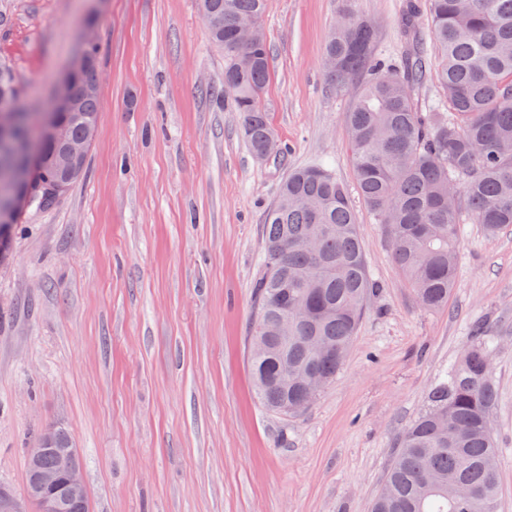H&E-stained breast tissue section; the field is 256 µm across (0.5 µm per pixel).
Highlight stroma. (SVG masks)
Instances as JSON below:
<instances>
[{
	"label": "stroma",
	"mask_w": 512,
	"mask_h": 512,
	"mask_svg": "<svg viewBox=\"0 0 512 512\" xmlns=\"http://www.w3.org/2000/svg\"><path fill=\"white\" fill-rule=\"evenodd\" d=\"M20 103L50 98L94 25L98 136L81 178L28 207L0 251V485L23 493L40 430L62 422L89 512H371L408 425L481 323L497 403L498 512H512V226H461L446 306L394 266L360 195L322 49L340 0H268L261 105L287 152L251 154L200 0H5ZM378 52L407 49L405 0H356ZM321 163L349 189L370 295L336 380L304 415L257 403L248 372L265 213L288 171Z\"/></svg>",
	"instance_id": "35a3bbf8"
}]
</instances>
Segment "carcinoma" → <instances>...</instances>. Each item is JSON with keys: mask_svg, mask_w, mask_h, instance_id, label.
Masks as SVG:
<instances>
[{"mask_svg": "<svg viewBox=\"0 0 512 512\" xmlns=\"http://www.w3.org/2000/svg\"><path fill=\"white\" fill-rule=\"evenodd\" d=\"M267 0H201L212 42L224 51V89L241 112L251 153L275 139L261 94L270 76L263 28ZM431 34L442 53L440 102L419 111L415 92L430 60L420 3L408 0L399 26L409 46L398 65L378 54L374 22L345 8L325 42V70L336 92L352 98L346 123L361 195L387 230L391 256L419 303L439 309L454 288L460 224L489 235L512 226V0H428ZM11 63L0 60V107L14 105L12 140L0 146V204L14 201V168L44 133L43 116L19 106ZM70 134L98 122L99 99L78 104ZM261 273L254 284L249 367L260 403L281 417L310 409L314 374L331 383L340 371L374 283L369 278L347 186L322 164L288 172L263 227ZM301 298L307 320L278 322ZM498 341L476 333L467 353L428 396L405 431L372 512H498L497 448L489 430L497 391L489 356ZM72 436L27 465L64 471Z\"/></svg>", "mask_w": 512, "mask_h": 512, "instance_id": "1", "label": "carcinoma"}]
</instances>
